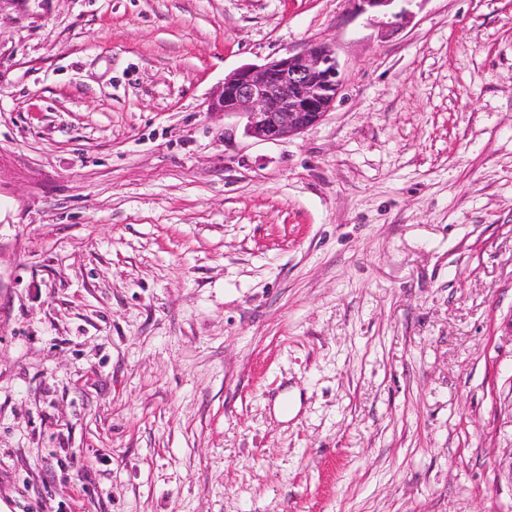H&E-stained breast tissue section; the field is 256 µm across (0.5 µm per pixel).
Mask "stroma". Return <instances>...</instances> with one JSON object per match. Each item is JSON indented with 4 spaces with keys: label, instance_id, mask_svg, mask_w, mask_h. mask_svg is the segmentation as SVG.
Instances as JSON below:
<instances>
[{
    "label": "stroma",
    "instance_id": "stroma-1",
    "mask_svg": "<svg viewBox=\"0 0 512 512\" xmlns=\"http://www.w3.org/2000/svg\"><path fill=\"white\" fill-rule=\"evenodd\" d=\"M395 7L0 0L8 512H512V0ZM314 41L318 125L213 110ZM397 0H355L358 4L359 13L365 14H378L383 13L387 14L391 12L392 5ZM392 18L395 19L394 25H401L406 20L408 14L405 10H402L398 13L391 12Z\"/></svg>",
    "mask_w": 512,
    "mask_h": 512
}]
</instances>
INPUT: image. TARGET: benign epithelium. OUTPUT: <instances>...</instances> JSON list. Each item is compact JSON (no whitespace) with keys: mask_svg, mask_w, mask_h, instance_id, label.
Returning <instances> with one entry per match:
<instances>
[{"mask_svg":"<svg viewBox=\"0 0 512 512\" xmlns=\"http://www.w3.org/2000/svg\"><path fill=\"white\" fill-rule=\"evenodd\" d=\"M361 14L391 13L396 0H355ZM343 80L333 46L315 41L296 54L245 64L224 78L212 104L224 115L246 119V133L261 141L298 135L334 107Z\"/></svg>","mask_w":512,"mask_h":512,"instance_id":"1","label":"benign epithelium"}]
</instances>
